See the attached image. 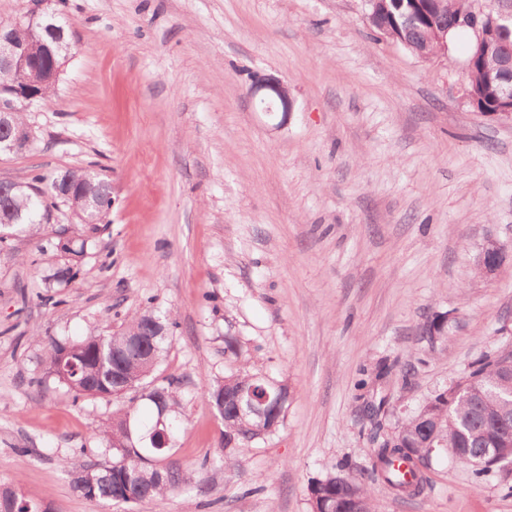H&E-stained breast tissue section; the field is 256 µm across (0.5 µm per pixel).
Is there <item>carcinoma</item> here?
Instances as JSON below:
<instances>
[{
    "label": "carcinoma",
    "instance_id": "carcinoma-1",
    "mask_svg": "<svg viewBox=\"0 0 512 512\" xmlns=\"http://www.w3.org/2000/svg\"><path fill=\"white\" fill-rule=\"evenodd\" d=\"M476 0H443L436 22L448 26V35L463 30L457 25L460 15L469 12ZM396 43L408 42L418 49L427 48L425 28L410 32L402 25H392L390 32ZM497 67V56L479 57L466 69L468 83L475 84L493 99L489 74ZM58 180H67L75 191L69 198H60L54 190ZM24 192L0 194V241L4 235L32 233L55 219V212L64 206L74 210L87 224L101 223L112 208V187L104 179L82 168H71L50 178L36 174L26 182ZM87 240L70 239L65 243L45 235L41 239L43 255L61 249L79 256ZM167 323L150 308L132 315L118 332L103 335L89 332L80 340L60 341L47 337L45 365L48 375L79 399H122L128 403L113 411L112 422L102 430L108 447L112 448L110 464L92 461L74 464L63 462L72 477V484L84 498L113 504H140L167 495L189 492L202 494L205 485L193 479V464L174 458L175 449L166 445L158 450L125 448L127 419H137L136 399L157 405L164 400L167 408L162 419L155 421L151 431L165 433L171 439L176 427L175 413L180 390L174 380L156 384L149 377L157 370L163 356ZM288 386L242 364L237 370L216 382L209 391L210 399L224 395V453L212 460H203L200 467L210 465L232 469L240 449L272 437L277 430L260 431L251 419L233 414L239 390L266 388L274 391ZM141 392L140 397L134 393ZM386 400L365 402L371 419L375 420L369 448L370 481L383 486L403 501L424 495L429 487L427 469L432 454H444L452 461L464 462L490 449L475 476L484 477L502 469L498 458H512V348L489 354L470 366L468 374L447 388L426 399L423 405L406 415L390 433L383 432L379 417ZM0 501L17 512H41L42 501L26 498L19 483L0 485ZM309 512H377L371 487L352 475L346 463L338 471L329 472L311 483L308 489Z\"/></svg>",
    "mask_w": 512,
    "mask_h": 512
}]
</instances>
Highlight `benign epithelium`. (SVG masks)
Here are the masks:
<instances>
[{
  "label": "benign epithelium",
  "instance_id": "7a95c632",
  "mask_svg": "<svg viewBox=\"0 0 512 512\" xmlns=\"http://www.w3.org/2000/svg\"><path fill=\"white\" fill-rule=\"evenodd\" d=\"M51 0H39L37 7L19 16L12 27H0V72L5 70H28L29 79L25 87L0 86V131L4 138L0 139V152L22 153L31 145L34 136L29 125H18L12 121L16 112H24L34 107L40 101L38 88L46 83L56 84L65 66L71 44L62 38L43 44L44 52L50 56V72L44 74L35 61L31 59L29 47L16 39L15 31L27 29L36 31L38 22L46 14L44 5ZM428 14L427 3L423 0H413L405 16L407 25L415 26L420 23L422 16ZM468 23L484 40L486 51H495L500 55V61L495 76L489 81L496 84V103L493 110L480 105L479 97L462 87L463 97L482 115L512 120V14L485 12L482 8L471 10ZM250 95L258 105H275L276 111L288 113L294 111V100L283 82L273 78L256 80ZM503 264L501 246L490 240L487 242L480 260V273L493 275ZM284 395L264 392L262 398L253 396L248 389L241 393L237 411L239 414L251 416L256 427L264 430L272 423L269 413V402L273 399L283 402Z\"/></svg>",
  "mask_w": 512,
  "mask_h": 512
}]
</instances>
